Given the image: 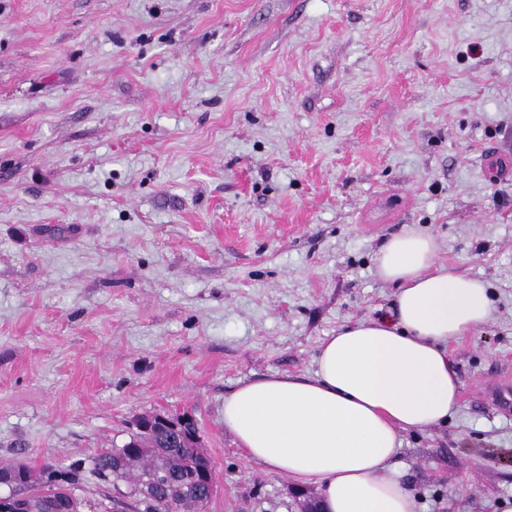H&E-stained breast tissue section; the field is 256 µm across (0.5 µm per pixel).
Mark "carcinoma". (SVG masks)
<instances>
[{
	"label": "carcinoma",
	"instance_id": "cac0c4a2",
	"mask_svg": "<svg viewBox=\"0 0 512 512\" xmlns=\"http://www.w3.org/2000/svg\"><path fill=\"white\" fill-rule=\"evenodd\" d=\"M187 441L169 427L150 422L149 429L134 431L123 447L92 459L94 470L112 480L113 491L125 498L131 512H195L211 498L203 475L212 473L209 458L198 448L197 429ZM69 474L30 468L15 475V490L22 499L14 512H79L67 487Z\"/></svg>",
	"mask_w": 512,
	"mask_h": 512
}]
</instances>
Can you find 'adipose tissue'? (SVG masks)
Instances as JSON below:
<instances>
[{"label": "adipose tissue", "mask_w": 512, "mask_h": 512, "mask_svg": "<svg viewBox=\"0 0 512 512\" xmlns=\"http://www.w3.org/2000/svg\"><path fill=\"white\" fill-rule=\"evenodd\" d=\"M438 254L436 238L417 228L389 237L375 258L396 289L388 317L340 327L313 375L265 376L224 398L237 447L273 474L318 486L325 512H416L396 468L401 435L457 409L448 345L494 313L487 283Z\"/></svg>", "instance_id": "adipose-tissue-1"}]
</instances>
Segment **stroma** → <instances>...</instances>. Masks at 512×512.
I'll return each instance as SVG.
<instances>
[{
  "label": "stroma",
  "mask_w": 512,
  "mask_h": 512,
  "mask_svg": "<svg viewBox=\"0 0 512 512\" xmlns=\"http://www.w3.org/2000/svg\"><path fill=\"white\" fill-rule=\"evenodd\" d=\"M512 0H0V466L91 470L144 413L196 420L203 512H299L224 397L386 317L407 226L485 280L447 423L397 457L418 512L512 501ZM483 397L491 400L501 411L512 412L511 378L505 377L495 383L484 384L481 390Z\"/></svg>",
  "instance_id": "stroma-1"
}]
</instances>
